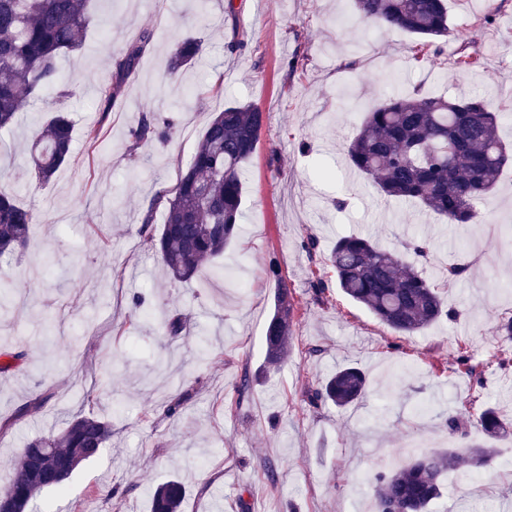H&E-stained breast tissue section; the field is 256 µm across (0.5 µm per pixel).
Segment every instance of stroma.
I'll list each match as a JSON object with an SVG mask.
<instances>
[{
    "label": "stroma",
    "mask_w": 512,
    "mask_h": 512,
    "mask_svg": "<svg viewBox=\"0 0 512 512\" xmlns=\"http://www.w3.org/2000/svg\"><path fill=\"white\" fill-rule=\"evenodd\" d=\"M448 15L451 36L416 66L414 38L365 25L351 0H93L83 47L59 60L72 95L44 93L0 133V190L39 217L27 250L0 266V289L14 299L0 310V352L24 353L0 372V421L16 418L35 394L46 398L0 434V490L30 440L94 413L111 421L110 442L65 493L40 497L43 512H150L151 490L173 477L186 487L182 512H346L353 498L360 512H376L365 479L401 466L410 440L460 448L482 441L471 419L484 407L512 418V366L487 363L500 343L496 326L512 317V165L477 203L478 223L462 226L381 195L346 157L365 105L415 90L483 94L503 109L499 135L512 144V0H448ZM144 26L155 40L120 99L104 108L100 87ZM188 27L206 53L173 82L166 60ZM239 28L248 44L236 50ZM463 48L480 56L479 69H455ZM236 101L259 104L266 124L247 165L240 235L224 252L230 276L169 281L139 232L143 202L176 184L213 113ZM57 108L75 124L73 158L43 186L25 144ZM143 112L174 119L177 138L129 152L128 128ZM96 126L103 135L92 145L85 133ZM350 235L397 255L410 240H430L433 252L419 266L426 278L442 281L452 263L464 269L444 295L457 318L395 336L335 286L327 258ZM309 236L312 254L301 246ZM272 262L297 305L293 346L241 398L244 371L264 363L278 294ZM318 277L329 285L321 303L310 288ZM174 315L187 335L166 334ZM463 350L484 362L481 380L458 373ZM350 362L367 376L365 396L346 409L310 406L307 392ZM175 392L185 402L170 417ZM451 414L460 426L447 424ZM493 446L496 455L476 472L481 484H466L470 467L449 473L432 512L512 504V438ZM268 459L278 464L271 490L259 479ZM111 487L118 494L107 505L98 492Z\"/></svg>",
    "instance_id": "1"
}]
</instances>
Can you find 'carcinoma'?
<instances>
[{
  "label": "carcinoma",
  "instance_id": "carcinoma-1",
  "mask_svg": "<svg viewBox=\"0 0 512 512\" xmlns=\"http://www.w3.org/2000/svg\"><path fill=\"white\" fill-rule=\"evenodd\" d=\"M359 18L385 29L414 35L413 60L428 55L450 33L446 0H355ZM90 21V0H0V130L10 128L29 100L47 90L72 95L63 84L58 60L82 48ZM155 39L144 27L115 63L111 82L101 94L112 103L135 74L141 57ZM205 47L192 31L172 46L169 78L202 56ZM500 113L487 99L395 95L366 113L347 147L349 164L386 197L410 199L450 224H475V203L497 186L512 150L498 135ZM266 122L265 111L254 103L234 104L216 113L205 128L194 155L166 202L156 200L144 213L140 233L177 282H187L203 269L224 274L219 259L237 236L244 198L243 168L252 158ZM176 135L170 118L141 114L129 128L130 151L164 145ZM74 126L65 111L55 110L44 121L31 147L33 169L43 184L73 157ZM164 206L159 233L152 227L154 210ZM36 214L0 191V260L25 250ZM328 261L336 287L366 308L397 336H412L441 318L446 309L444 285L422 276L415 264L398 258L368 238L344 236L336 240ZM269 275L279 284L265 330L266 364L276 368L292 348L295 305L279 267ZM500 345L496 359L512 362V317L496 328ZM367 378L358 367L336 370L307 400L317 407L332 403L347 408L365 394ZM484 435L512 433L494 408L479 414ZM112 437L110 422L79 414L64 429L27 444L14 468L8 490L19 495L20 512L33 509L37 499L60 490L80 464L94 457ZM495 449L479 442L453 450L425 451L401 468L369 478L377 512H425L441 496V479L465 463L478 468ZM186 491L169 480L151 494L152 512H180Z\"/></svg>",
  "mask_w": 512,
  "mask_h": 512
}]
</instances>
